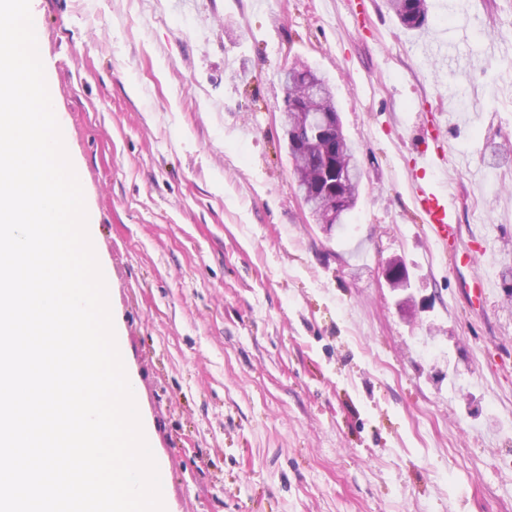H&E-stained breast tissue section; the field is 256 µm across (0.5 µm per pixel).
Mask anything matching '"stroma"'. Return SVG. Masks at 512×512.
I'll return each mask as SVG.
<instances>
[{"label":"stroma","mask_w":512,"mask_h":512,"mask_svg":"<svg viewBox=\"0 0 512 512\" xmlns=\"http://www.w3.org/2000/svg\"><path fill=\"white\" fill-rule=\"evenodd\" d=\"M428 2L30 0L168 512H512V0ZM297 60L362 168L341 226L297 194ZM423 138L473 265L415 207ZM389 8L400 23L409 30H418L427 24V0H388ZM295 70L292 76L291 83L288 81L287 75V83H288V96L285 94L284 103H285V112H288V98L294 97L298 99L302 94V90L312 84L319 82L322 87V94L315 104L316 111L323 112H338L336 108V101L332 91L331 86H328L324 77L319 75L316 71H314L307 64H294ZM289 113V112H288ZM405 266L396 258L390 259L384 266V276L393 291L404 292L408 288V279L404 273Z\"/></svg>","instance_id":"35a3bbf8"}]
</instances>
